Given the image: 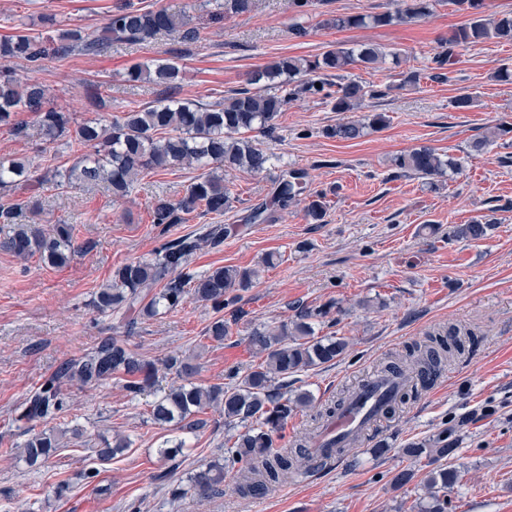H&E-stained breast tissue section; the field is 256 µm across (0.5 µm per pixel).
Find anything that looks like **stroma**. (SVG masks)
I'll return each instance as SVG.
<instances>
[{"label":"stroma","mask_w":512,"mask_h":512,"mask_svg":"<svg viewBox=\"0 0 512 512\" xmlns=\"http://www.w3.org/2000/svg\"><path fill=\"white\" fill-rule=\"evenodd\" d=\"M122 2L0 0V37L22 25L44 38L58 27L92 32ZM134 2L187 12L198 38L163 34L146 44L113 45L102 55L45 61L31 79L48 86L54 105L77 120L107 123L129 104L163 96L164 87L126 82L127 69L139 62L178 61L184 76L177 96L210 103L242 87L249 72L276 56L312 59L332 45L375 43L398 52L399 63L354 65L347 74L389 86L385 97L365 105L384 113L388 123L339 141L325 130L342 113L317 97L291 102L274 133L256 137L272 157L271 168L230 175L234 201L219 218L195 212L183 224H153L154 201L181 198L196 175L180 166L143 172L119 202L105 185L79 181L40 193V231L72 224L77 252L55 267L0 249V512H418L428 500L426 471L417 469L408 484L393 487V475L409 464L400 450L443 433L456 444L453 462L460 470L445 512H512V84L494 77L496 67L512 64V44L491 40L457 48L446 79L435 80L434 56L466 20L445 4L408 24L337 29L328 19L381 14L395 10L398 0H313L306 9L294 0H252L245 13L205 7L201 0ZM410 71L418 72V81L402 85V73ZM462 94L472 98L469 109L453 106ZM496 126L507 127V134L475 150L474 142ZM423 146L462 159L463 172L441 178L434 189L420 178L396 175L394 157ZM82 152L75 144L48 147L0 128V159L26 156L66 168ZM286 167L305 169L312 190L325 193L322 223H309L302 205L271 206L274 179ZM260 204L268 205V220L250 223ZM479 217L492 223L484 238L449 237L454 225ZM214 223L226 229L223 242L197 251L191 267L259 269V280L236 301L218 311L188 299L131 327L93 311L94 293L117 266L151 258L166 242ZM269 253L280 261L266 268L262 259ZM323 307L329 313L315 320L316 334L342 338L348 348L335 362L289 382V390L310 392L313 403L289 418L283 432L288 444L314 442L321 430L314 417L323 405L377 376L384 362L429 334L465 328L478 342L383 420L371 438L327 467L299 471L253 497L240 496L228 478L209 497L173 498L172 489L190 472L223 458L231 432L213 408L199 413L191 428L154 424V394L172 382L163 360L197 356L201 380L222 383L229 371L257 364L248 344L254 328ZM220 317L231 330L221 343L206 334ZM108 336L157 365L151 388L134 397L117 378L94 389L66 385L67 408L56 424L79 427L81 436L43 467L18 464L15 453L26 438L18 417L27 395ZM116 436L128 438L129 448L94 465L93 449ZM175 438L184 441L183 452L160 460L158 448ZM382 443L386 451L376 453ZM61 482L70 490L58 497L53 488Z\"/></svg>","instance_id":"obj_1"}]
</instances>
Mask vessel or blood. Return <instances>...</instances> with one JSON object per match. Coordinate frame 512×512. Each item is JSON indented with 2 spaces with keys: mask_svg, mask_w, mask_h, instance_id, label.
I'll list each match as a JSON object with an SVG mask.
<instances>
[{
  "mask_svg": "<svg viewBox=\"0 0 512 512\" xmlns=\"http://www.w3.org/2000/svg\"><path fill=\"white\" fill-rule=\"evenodd\" d=\"M402 384V379L392 375L373 378L360 387L356 395L323 425L318 454H326L332 442L363 436L375 429L382 419L386 397L396 394Z\"/></svg>",
  "mask_w": 512,
  "mask_h": 512,
  "instance_id": "obj_1",
  "label": "vessel or blood"
}]
</instances>
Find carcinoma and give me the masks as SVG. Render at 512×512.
<instances>
[{
	"label": "carcinoma",
	"mask_w": 512,
	"mask_h": 512,
	"mask_svg": "<svg viewBox=\"0 0 512 512\" xmlns=\"http://www.w3.org/2000/svg\"><path fill=\"white\" fill-rule=\"evenodd\" d=\"M438 0H402L395 12L374 16H338L328 24L336 28H360L367 25L387 26L408 23L430 14ZM456 12L471 14L469 22L448 37V48L434 62L445 65L454 49L461 45L487 39L512 42V13L497 16L481 14L483 0H448ZM186 13H171L166 9H142L124 3L108 15L103 27L94 32L81 28H58L56 34L40 39L28 29L17 27L15 32L0 38V60L21 62L32 69L41 67L50 57L64 59L75 54L97 55L115 42L146 43L160 32H179L184 41L198 38L189 26ZM388 53L378 44H362L346 48L331 47L312 60L277 56L265 66L248 73L245 87L223 99L200 104L174 96L147 107L130 106L124 116L102 125L94 121L77 122L72 113L49 104L50 90L36 82H22L8 68L0 69V126L18 135L35 136L47 145L74 142L88 150L70 168L54 174L38 173L33 161L26 158L0 161V196L7 197L20 185L38 190L66 180L105 183L113 199H123L130 193L137 176L145 170L187 166L201 171L176 202L158 198L152 206V223L182 224L185 216L200 209L202 213L221 216L231 208L232 197L224 184V173L240 170L262 173L271 167L272 157L255 141L245 137L249 132L271 133L289 102L300 97H321L334 112H353L370 100L386 96V89L367 85L344 75L349 66L361 64L373 67L386 60ZM182 71L172 61L138 63L127 70L129 82H152L175 89ZM21 112L35 115L33 125L18 120ZM384 113H369L360 120L336 123L325 130L330 138L353 140L364 135L367 128H382ZM400 173L419 178L435 179L448 170H460V162L445 158L429 147H420L395 157ZM309 198L305 206L307 218L321 223L327 204L324 195L308 189L307 172L285 168L275 178L272 204L286 208L301 197ZM40 210L36 204H0V224L11 226V234L0 241V247L16 257L27 260L34 255L56 266L66 264L75 252L74 229L58 223L51 232L35 233L28 225L36 223ZM490 223L475 219L454 230V235L471 240L486 236ZM215 242L208 233L186 236L163 245L148 260H133L112 272L110 283L102 286L92 300L100 313H110L121 319L130 313L141 319L151 318L161 309H174L187 296L198 302L224 309V297L250 288L259 278V270L233 266L212 268L206 272L189 269L190 258L207 243ZM326 312L302 310L296 319L274 328H255L249 336L251 348L261 361L247 372L228 374L224 385H204L194 381L198 366L188 358L168 357L164 369L173 373L178 382L172 384L154 402L152 416L163 425L216 408L224 413V425L241 427L229 439L223 462H211L194 470L187 483L172 490V496L192 493L207 497L220 490L224 472L236 471L237 487L243 494L262 495L280 484L288 475L303 468L321 465L307 453L302 444L293 448L274 447L275 436L299 408L312 402L306 391L292 395L286 392L288 379L345 354L347 342L332 336H315L312 320ZM474 339L466 338L455 329L443 336L430 335L426 341L409 351L405 362L388 363L382 372L415 375L423 382L440 375L448 360L461 355ZM156 368L145 361L124 341L108 337L81 357L69 360L25 401L19 420L40 421L46 427L29 434L16 454V459L30 467L41 465L62 447V435L49 423L56 420L66 405L62 386L78 383L94 388L117 377L125 389L138 396L150 385ZM455 448L448 438L414 443L403 449L410 458H428L430 467L426 488L432 503L423 512H442L440 493L446 492L458 480L459 471L451 462Z\"/></svg>",
	"instance_id": "obj_1"
}]
</instances>
